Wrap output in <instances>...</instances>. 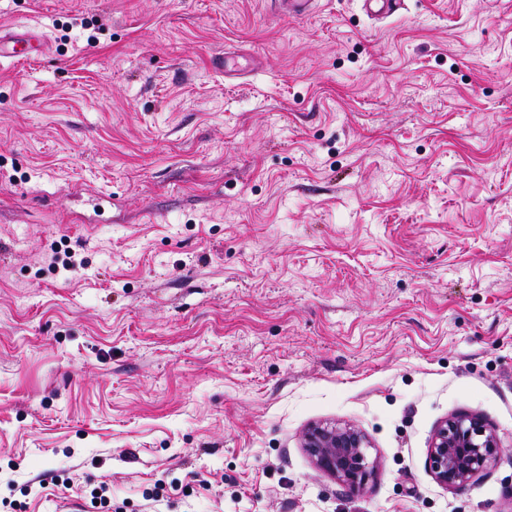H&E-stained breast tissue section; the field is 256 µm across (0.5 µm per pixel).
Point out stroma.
<instances>
[{
  "label": "stroma",
  "instance_id": "35a3bbf8",
  "mask_svg": "<svg viewBox=\"0 0 512 512\" xmlns=\"http://www.w3.org/2000/svg\"><path fill=\"white\" fill-rule=\"evenodd\" d=\"M1 26L49 49L0 61V512H512V0ZM456 414L505 454L452 490ZM319 422L368 437L362 490ZM504 453L495 429L478 417L455 415L436 428L427 466L439 484L456 490L470 485ZM302 448L314 467L359 491L377 470L376 459L368 455L367 436L350 424L319 423L302 434Z\"/></svg>",
  "mask_w": 512,
  "mask_h": 512
}]
</instances>
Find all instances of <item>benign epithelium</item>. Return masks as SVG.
<instances>
[{"label": "benign epithelium", "instance_id": "obj_1", "mask_svg": "<svg viewBox=\"0 0 512 512\" xmlns=\"http://www.w3.org/2000/svg\"><path fill=\"white\" fill-rule=\"evenodd\" d=\"M302 448L314 467L358 491L377 470L370 459L367 436L350 424L319 423L302 434ZM505 453L495 429L482 419L455 415L436 428L427 454L434 479L448 489H461L493 466Z\"/></svg>", "mask_w": 512, "mask_h": 512}]
</instances>
